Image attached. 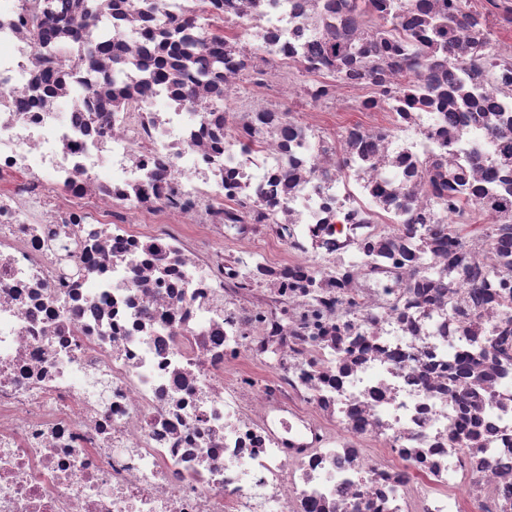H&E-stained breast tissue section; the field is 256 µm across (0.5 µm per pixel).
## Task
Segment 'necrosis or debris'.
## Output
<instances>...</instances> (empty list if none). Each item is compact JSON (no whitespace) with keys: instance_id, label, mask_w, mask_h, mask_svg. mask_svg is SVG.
Masks as SVG:
<instances>
[{"instance_id":"obj_1","label":"necrosis or debris","mask_w":512,"mask_h":512,"mask_svg":"<svg viewBox=\"0 0 512 512\" xmlns=\"http://www.w3.org/2000/svg\"><path fill=\"white\" fill-rule=\"evenodd\" d=\"M53 2L0 0V512H512V0Z\"/></svg>"}]
</instances>
